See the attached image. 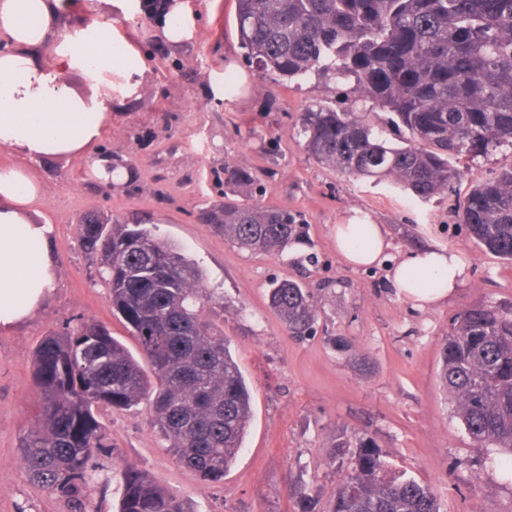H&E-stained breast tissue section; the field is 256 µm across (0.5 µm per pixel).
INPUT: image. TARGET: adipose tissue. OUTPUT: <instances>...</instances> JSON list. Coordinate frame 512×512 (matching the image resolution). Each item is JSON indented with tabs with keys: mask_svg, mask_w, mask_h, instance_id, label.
I'll return each mask as SVG.
<instances>
[{
	"mask_svg": "<svg viewBox=\"0 0 512 512\" xmlns=\"http://www.w3.org/2000/svg\"><path fill=\"white\" fill-rule=\"evenodd\" d=\"M60 0H0V147L22 165L0 168V330L29 318L55 289L49 224L33 209L41 194L26 162L70 156L98 141L112 123L113 91L141 97L143 79L127 73L125 44L95 10L78 23L65 20ZM80 73L90 93L68 82ZM123 75L113 87V75ZM96 113L86 123L88 113ZM336 250L354 268L389 264L398 297L425 309L465 285L467 265L449 248H428L389 259L386 227L363 215L335 225Z\"/></svg>",
	"mask_w": 512,
	"mask_h": 512,
	"instance_id": "adipose-tissue-1",
	"label": "adipose tissue"
}]
</instances>
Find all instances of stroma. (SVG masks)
Segmentation results:
<instances>
[{
    "label": "stroma",
    "mask_w": 512,
    "mask_h": 512,
    "mask_svg": "<svg viewBox=\"0 0 512 512\" xmlns=\"http://www.w3.org/2000/svg\"><path fill=\"white\" fill-rule=\"evenodd\" d=\"M91 4L129 45L133 70L145 73L144 91L115 96L111 126L85 153L28 166L41 187L35 207L52 228L56 289L25 323L0 333V512H68L19 462V436L37 397L36 347L49 331L81 319L128 337L78 245V222L90 213L154 222L159 237L198 265L204 287L224 297L223 304H204L202 315L223 330L252 404L243 449L217 483L175 462L147 405L101 411L113 454L95 476L94 512H115L117 474L127 464L190 499L196 512H326L354 460L350 451L334 458L331 444L340 435L354 444L373 441L393 470L430 484L442 512H512L502 456L466 434L440 379L452 318L482 301L512 303V262L479 244L458 216L472 177L512 166V148L461 159L462 178L427 202L389 182L349 177L306 153L296 134L300 113L319 100L375 123L383 112L343 82L311 76L282 84L259 76L238 45L236 0H195L194 35L177 48L161 38L148 9L128 16L107 0H68L64 15L81 16ZM228 81L235 92L225 90ZM103 157L125 166L128 178L97 177L93 167ZM228 165L260 178V189L234 192V200L304 219V236L282 254L239 250L200 222V212L228 192ZM357 211L387 225L393 255L425 246L459 251L469 264L467 284L444 304L420 309L397 296L387 268L353 269L336 251L333 228ZM276 277L310 290L315 335L291 338L270 308ZM337 336L352 340L354 355L336 350ZM300 483L307 499L290 493Z\"/></svg>",
    "instance_id": "obj_1"
}]
</instances>
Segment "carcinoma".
Segmentation results:
<instances>
[{
    "mask_svg": "<svg viewBox=\"0 0 512 512\" xmlns=\"http://www.w3.org/2000/svg\"><path fill=\"white\" fill-rule=\"evenodd\" d=\"M237 34L260 74L349 82L391 114L395 139L320 102L301 114L306 152L349 177L390 181L429 201L460 178L452 158L512 146V0H237ZM224 175L227 184L256 181L235 166ZM201 220L251 252L281 254L300 232L286 211L227 196ZM461 223L512 261V167L474 179ZM78 242L140 358L94 320L46 335L33 353L36 407L19 443L26 477L68 512H91L99 459L112 454L97 411L145 400L176 463L207 482L224 480L252 412L224 332L200 316L202 301L222 297L142 221L80 224ZM269 304L291 335L313 332L317 307L299 283L272 281ZM441 380L465 432L506 455L512 478V307L480 303L452 319ZM357 448L327 512H440L429 485L392 472L371 442ZM116 493L117 512H193L130 464Z\"/></svg>",
    "mask_w": 512,
    "mask_h": 512,
    "instance_id": "carcinoma-1",
    "label": "carcinoma"
}]
</instances>
